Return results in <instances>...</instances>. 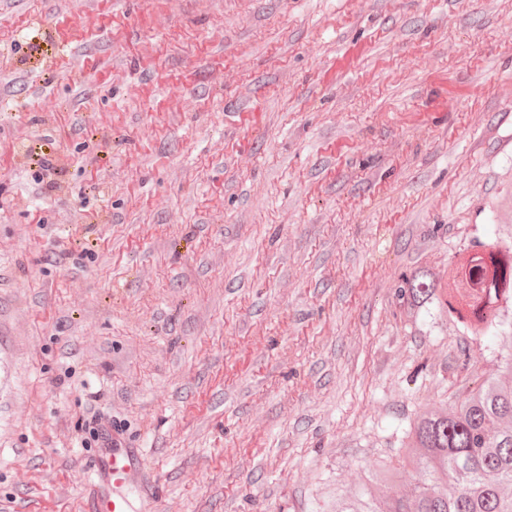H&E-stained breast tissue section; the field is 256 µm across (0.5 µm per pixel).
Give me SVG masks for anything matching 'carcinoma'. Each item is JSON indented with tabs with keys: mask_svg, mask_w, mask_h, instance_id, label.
<instances>
[{
	"mask_svg": "<svg viewBox=\"0 0 512 512\" xmlns=\"http://www.w3.org/2000/svg\"><path fill=\"white\" fill-rule=\"evenodd\" d=\"M503 289L512 301V261L478 241L449 271L448 287L421 268L403 276L397 293L417 316L437 309L484 336L496 326ZM511 376L512 362L448 412L425 411L409 421L398 465L384 462L368 476L376 487L412 470L407 493L382 503L371 492L338 488L327 512H512V388L501 383Z\"/></svg>",
	"mask_w": 512,
	"mask_h": 512,
	"instance_id": "obj_1",
	"label": "carcinoma"
}]
</instances>
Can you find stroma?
Listing matches in <instances>:
<instances>
[{
	"label": "stroma",
	"instance_id": "1",
	"mask_svg": "<svg viewBox=\"0 0 512 512\" xmlns=\"http://www.w3.org/2000/svg\"><path fill=\"white\" fill-rule=\"evenodd\" d=\"M507 224L512 0H0V512L95 414L150 512H325L512 355L397 296Z\"/></svg>",
	"mask_w": 512,
	"mask_h": 512
}]
</instances>
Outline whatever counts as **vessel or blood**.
Wrapping results in <instances>:
<instances>
[{
	"label": "vessel or blood",
	"instance_id": "b4317fda",
	"mask_svg": "<svg viewBox=\"0 0 512 512\" xmlns=\"http://www.w3.org/2000/svg\"><path fill=\"white\" fill-rule=\"evenodd\" d=\"M146 451L130 447L119 434L91 456L86 468L91 475L82 512H131L132 500L149 505L158 494L146 478Z\"/></svg>",
	"mask_w": 512,
	"mask_h": 512
}]
</instances>
